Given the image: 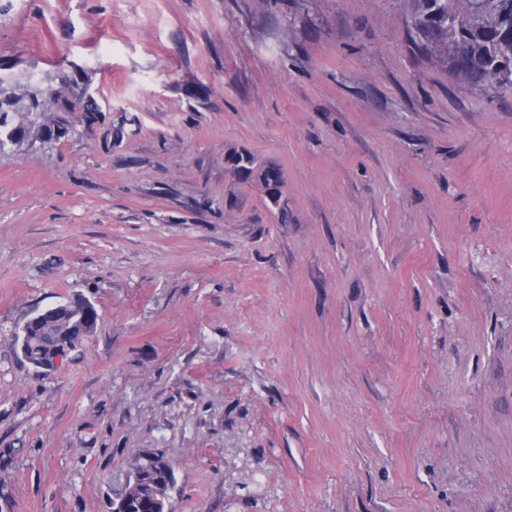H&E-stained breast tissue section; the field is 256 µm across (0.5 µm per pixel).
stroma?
Segmentation results:
<instances>
[{"instance_id": "1", "label": "stroma", "mask_w": 512, "mask_h": 512, "mask_svg": "<svg viewBox=\"0 0 512 512\" xmlns=\"http://www.w3.org/2000/svg\"><path fill=\"white\" fill-rule=\"evenodd\" d=\"M419 9L0 0V89L139 121L0 151V512H108L153 450L171 512H512V98ZM77 294L36 372L14 331ZM238 155V164L232 166L234 172L244 180H253L262 187L263 179L269 185L270 174L274 175L275 188L283 195L284 177L281 169L275 164L261 160L257 155L246 150H233ZM64 302L63 307L33 313L14 333V344L20 355L38 372L54 370L58 356L75 349L96 330L99 314L90 300L78 295ZM93 310L94 319L91 317ZM65 329L73 332L66 349L59 347L57 341V336Z\"/></svg>"}]
</instances>
